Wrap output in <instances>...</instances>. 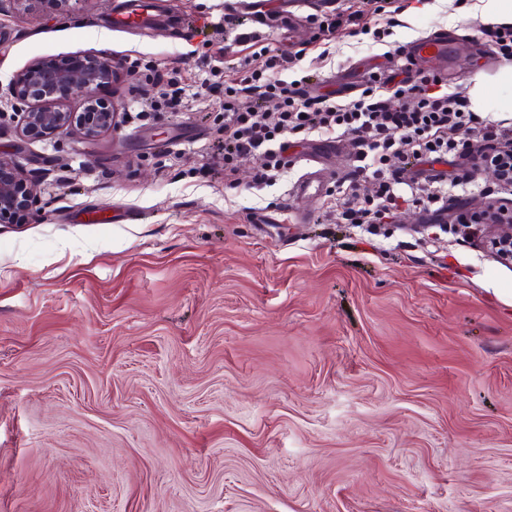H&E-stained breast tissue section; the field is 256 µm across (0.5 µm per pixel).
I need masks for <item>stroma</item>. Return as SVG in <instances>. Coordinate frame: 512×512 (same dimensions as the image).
<instances>
[{"label":"stroma","mask_w":512,"mask_h":512,"mask_svg":"<svg viewBox=\"0 0 512 512\" xmlns=\"http://www.w3.org/2000/svg\"><path fill=\"white\" fill-rule=\"evenodd\" d=\"M353 2L267 0L259 28L235 0H153L119 32L118 0H0V92L94 50L126 114L94 141L0 120L40 204L0 224V512H512V264L412 206L340 223L348 136L308 223L288 213L305 163L224 178V95L200 85L232 80L242 46L298 53L283 79L339 104L372 71L464 94L507 65L480 0H385L393 23L329 36ZM188 16L210 25L183 33ZM436 30L456 36L447 64L408 57ZM161 74L178 111L142 108ZM438 168L462 183L448 215L512 200L468 159Z\"/></svg>","instance_id":"stroma-1"}]
</instances>
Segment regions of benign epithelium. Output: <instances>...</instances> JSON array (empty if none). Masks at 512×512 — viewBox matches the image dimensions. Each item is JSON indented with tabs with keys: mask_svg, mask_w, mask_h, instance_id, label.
Here are the masks:
<instances>
[{
	"mask_svg": "<svg viewBox=\"0 0 512 512\" xmlns=\"http://www.w3.org/2000/svg\"><path fill=\"white\" fill-rule=\"evenodd\" d=\"M117 69L112 58L95 51L72 55L58 68L34 60L13 75L7 95H0V118L12 112L25 136L55 138L76 132L95 140L120 127L118 104L99 97L100 88ZM74 91L82 96L77 110L66 104ZM36 202L31 182L10 156L0 153V224L12 223L18 216H36ZM482 212V223L462 224L460 231L476 238L479 248L511 264L512 207L504 209L490 200Z\"/></svg>",
	"mask_w": 512,
	"mask_h": 512,
	"instance_id": "1",
	"label": "benign epithelium"
}]
</instances>
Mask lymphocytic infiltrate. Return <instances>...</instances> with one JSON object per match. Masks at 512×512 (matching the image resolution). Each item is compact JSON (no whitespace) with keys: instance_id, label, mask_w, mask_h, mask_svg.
Here are the masks:
<instances>
[{"instance_id":"lymphocytic-infiltrate-1","label":"lymphocytic infiltrate","mask_w":512,"mask_h":512,"mask_svg":"<svg viewBox=\"0 0 512 512\" xmlns=\"http://www.w3.org/2000/svg\"><path fill=\"white\" fill-rule=\"evenodd\" d=\"M265 59L260 70L244 71L224 88V138L219 149L224 172L232 174L240 158L259 155L265 160L257 179H279L284 163L279 152L293 132L351 136L354 179L346 188L339 218L347 224H370L415 195L413 181L403 174L410 162L434 164L448 155H479L502 175L512 174V128L491 119H478L464 95L435 91V79L409 83L370 74L361 93L344 105L328 96L304 97L294 83L278 79L291 58L268 46L256 48ZM394 88L400 98L391 107L383 91ZM473 134L457 142L460 130Z\"/></svg>"}]
</instances>
